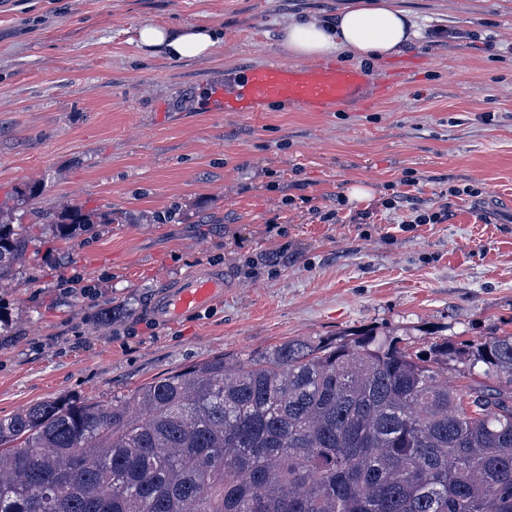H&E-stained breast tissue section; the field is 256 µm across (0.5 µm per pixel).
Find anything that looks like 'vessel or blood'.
Instances as JSON below:
<instances>
[{"instance_id": "b4317fda", "label": "vessel or blood", "mask_w": 512, "mask_h": 512, "mask_svg": "<svg viewBox=\"0 0 512 512\" xmlns=\"http://www.w3.org/2000/svg\"><path fill=\"white\" fill-rule=\"evenodd\" d=\"M369 82V74L356 65L270 61L234 76L225 75L220 95L228 112H252L269 103L322 110L359 100ZM230 285L223 271L197 268L176 284L163 288L150 313L160 323L175 324L223 301L224 290Z\"/></svg>"}]
</instances>
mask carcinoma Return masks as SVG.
I'll return each instance as SVG.
<instances>
[{
  "label": "carcinoma",
  "mask_w": 512,
  "mask_h": 512,
  "mask_svg": "<svg viewBox=\"0 0 512 512\" xmlns=\"http://www.w3.org/2000/svg\"><path fill=\"white\" fill-rule=\"evenodd\" d=\"M0 217V281L90 220ZM496 386L461 390L448 365ZM0 512H512V332L415 350L374 329L224 356L109 406L0 417Z\"/></svg>",
  "instance_id": "1"
}]
</instances>
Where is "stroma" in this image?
I'll list each match as a JSON object with an SVG mask.
<instances>
[{
  "label": "stroma",
  "instance_id": "stroma-1",
  "mask_svg": "<svg viewBox=\"0 0 512 512\" xmlns=\"http://www.w3.org/2000/svg\"><path fill=\"white\" fill-rule=\"evenodd\" d=\"M351 2L0 0V213L26 224L31 205H79L94 222L64 253L30 247L0 285V417L49 398L123 401L289 339L512 330V0H398L416 37L363 64L388 97L325 112H225L210 97L226 69L288 61V19ZM143 22L224 42L148 58ZM358 182L371 196L349 201ZM443 207L444 223L407 221ZM201 265L232 279L223 302L146 329L158 291ZM72 277L94 299L64 293Z\"/></svg>",
  "mask_w": 512,
  "mask_h": 512
}]
</instances>
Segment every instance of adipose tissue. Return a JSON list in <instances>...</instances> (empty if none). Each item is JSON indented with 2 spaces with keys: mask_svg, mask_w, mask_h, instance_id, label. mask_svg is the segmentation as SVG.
<instances>
[{
  "mask_svg": "<svg viewBox=\"0 0 512 512\" xmlns=\"http://www.w3.org/2000/svg\"><path fill=\"white\" fill-rule=\"evenodd\" d=\"M413 36L410 15L396 0H356L332 17L291 18L281 29L280 44L297 59L343 51L358 60L379 61L399 54ZM136 39L139 48L154 55L197 59L211 55L224 35L213 27L145 23L137 28Z\"/></svg>",
  "mask_w": 512,
  "mask_h": 512,
  "instance_id": "adipose-tissue-1",
  "label": "adipose tissue"
}]
</instances>
